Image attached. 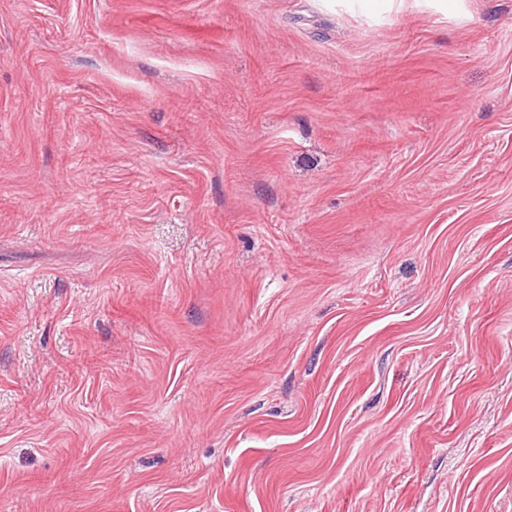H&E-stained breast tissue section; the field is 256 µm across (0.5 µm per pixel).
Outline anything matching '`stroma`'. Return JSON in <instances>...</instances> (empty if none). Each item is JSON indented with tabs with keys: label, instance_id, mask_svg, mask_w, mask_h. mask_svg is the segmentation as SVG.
<instances>
[{
	"label": "stroma",
	"instance_id": "35a3bbf8",
	"mask_svg": "<svg viewBox=\"0 0 512 512\" xmlns=\"http://www.w3.org/2000/svg\"><path fill=\"white\" fill-rule=\"evenodd\" d=\"M0 512H512V0H0Z\"/></svg>",
	"mask_w": 512,
	"mask_h": 512
}]
</instances>
